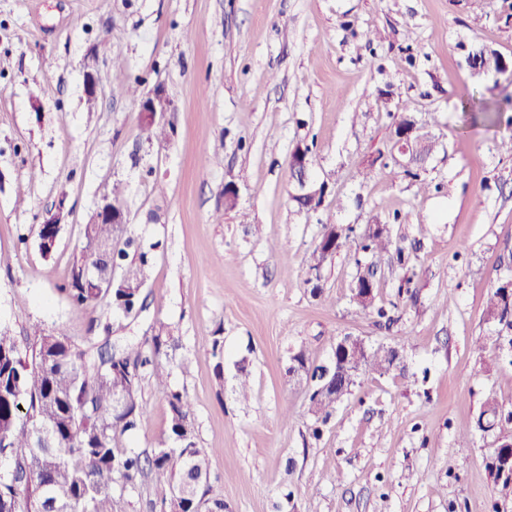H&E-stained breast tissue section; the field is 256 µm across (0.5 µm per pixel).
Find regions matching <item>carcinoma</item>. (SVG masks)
<instances>
[{"label":"carcinoma","mask_w":512,"mask_h":512,"mask_svg":"<svg viewBox=\"0 0 512 512\" xmlns=\"http://www.w3.org/2000/svg\"><path fill=\"white\" fill-rule=\"evenodd\" d=\"M483 74L512 78L503 68V56L480 46ZM113 90L137 93L122 79L120 57L112 61ZM465 110L480 112L494 122V110L485 100L469 99ZM146 140L163 141L164 126L141 122ZM61 230L59 224H42L39 247L49 254ZM81 245L73 255L67 288L76 308L101 307L105 318H94L90 331L106 333L102 341L85 348L71 342L64 330L46 332L33 324L18 338L0 327V458L10 466L0 469V512H39L45 503L57 512H125L124 492L138 480L153 474L156 501L152 512H202L201 488L207 481L209 459L197 447L192 423L193 404L187 394L167 390L168 373L161 357L170 339L167 326L157 322L151 339L138 344H112L111 319L135 317L146 310L143 289L150 278L158 244L144 246L128 235L125 224H98L96 213L80 228ZM343 230L330 226L329 236L318 243L309 258L317 269L328 260L327 252L344 245ZM392 240L386 226L377 224L360 243L371 255L389 251ZM104 251L112 253L116 279L92 284L82 275L87 264H97ZM373 271L358 274L355 300L365 313L372 303L365 299L372 288ZM505 284L495 287L485 315L512 331V303ZM374 373L390 369L389 349L380 347L363 358ZM167 391L170 411V447L153 449L149 455L124 450L125 437L142 424L146 410L139 402L144 377ZM349 392V385L313 390L309 411L318 421L332 415L336 403ZM480 416L491 426L512 424V410L488 401Z\"/></svg>","instance_id":"1"}]
</instances>
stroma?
I'll use <instances>...</instances> for the list:
<instances>
[{
	"label": "stroma",
	"instance_id": "stroma-1",
	"mask_svg": "<svg viewBox=\"0 0 512 512\" xmlns=\"http://www.w3.org/2000/svg\"><path fill=\"white\" fill-rule=\"evenodd\" d=\"M475 45L512 60V0H0V324L90 339L91 311L64 288L81 224L123 183L129 234L165 248L150 307L112 334L142 339L160 320L176 344L167 389L141 383L132 450L166 438L172 389L193 403L224 512H512V483L490 469L512 424L477 426L487 401L512 410V353L475 347L492 288L512 277V155L499 147L512 84L471 75ZM116 53L137 96L105 83L88 101L85 73ZM158 86L172 132L150 143L139 103ZM468 95L497 105L494 126L461 112ZM404 111L439 142L414 178L378 160ZM299 143L329 186L309 213L291 200ZM54 212L46 256L37 231ZM374 224L396 250L377 259L363 315L352 287ZM328 225L348 239L313 283ZM344 336L400 359L361 374L319 424L290 357L332 363Z\"/></svg>",
	"mask_w": 512,
	"mask_h": 512
}]
</instances>
